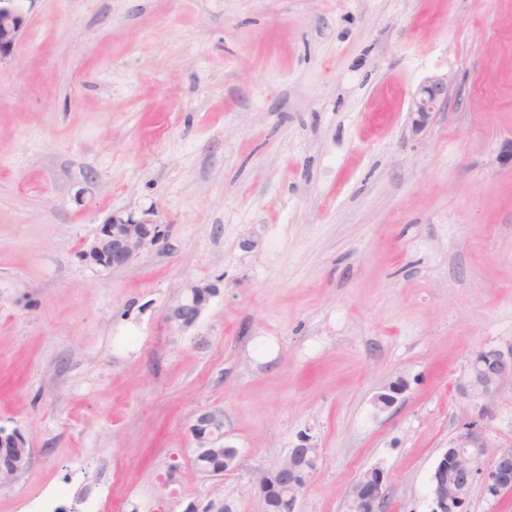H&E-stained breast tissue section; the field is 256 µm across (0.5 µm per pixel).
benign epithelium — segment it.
Returning a JSON list of instances; mask_svg holds the SVG:
<instances>
[{
  "label": "benign epithelium",
  "instance_id": "7a95c632",
  "mask_svg": "<svg viewBox=\"0 0 512 512\" xmlns=\"http://www.w3.org/2000/svg\"><path fill=\"white\" fill-rule=\"evenodd\" d=\"M24 21L18 0H0V65L12 59ZM447 104L448 75L427 77L411 100L414 131H423L432 114ZM162 238L160 225L153 220L114 212L101 224L95 238L80 251V257L89 265L105 269L124 267L147 245L156 244ZM210 295L208 286L192 287L190 297L171 310L169 319L184 325L194 323ZM507 382L512 383V347L474 353L457 389L463 398L479 404L478 418L463 424L431 472V512H448L452 503L457 512H468L472 491L477 486L494 499L512 494V442L500 447L490 463H484L488 446L480 425V419L489 414V402ZM190 431L195 443L193 462L202 473L220 477L236 466L238 450L226 443L221 411L199 412ZM0 447L10 449L8 454L0 452V481L12 480L30 466L33 449L27 446L21 434L0 428ZM316 461L317 448L309 438L290 449L278 467L261 476L259 491L263 500L279 497L288 500L290 508H295L307 477L316 468ZM388 497L389 487L379 467L368 470L350 494V499L362 512H381Z\"/></svg>",
  "mask_w": 512,
  "mask_h": 512
}]
</instances>
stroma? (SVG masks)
Listing matches in <instances>:
<instances>
[{"label":"stroma","mask_w":512,"mask_h":512,"mask_svg":"<svg viewBox=\"0 0 512 512\" xmlns=\"http://www.w3.org/2000/svg\"><path fill=\"white\" fill-rule=\"evenodd\" d=\"M0 65V427L33 450L0 512H264L301 434L296 512H430L473 412L471 356L512 347V0H21ZM448 77L422 132L413 92ZM115 211L164 239L79 252ZM211 286L189 326L169 318ZM403 383L396 402L377 396ZM219 409L236 467L192 461ZM489 447L512 441V384ZM310 442L306 437L302 444L290 449L278 467L261 476L259 491L264 502L274 497L286 499L294 512L306 479L316 468L318 448ZM389 493L384 471L380 467H374L355 484L350 499L362 508V512H380Z\"/></svg>","instance_id":"35a3bbf8"}]
</instances>
